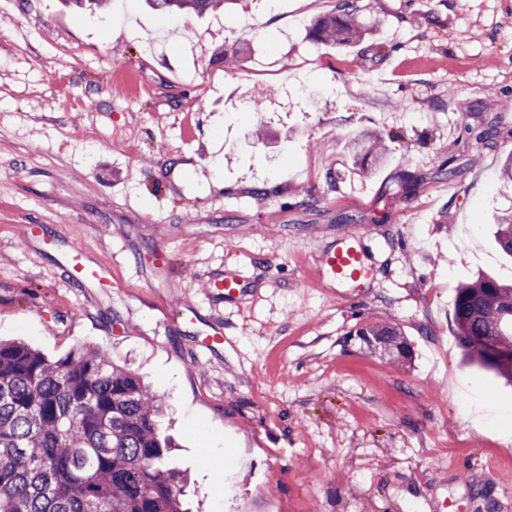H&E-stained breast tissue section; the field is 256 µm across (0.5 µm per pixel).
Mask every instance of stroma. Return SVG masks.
I'll list each match as a JSON object with an SVG mask.
<instances>
[{"label":"stroma","mask_w":512,"mask_h":512,"mask_svg":"<svg viewBox=\"0 0 512 512\" xmlns=\"http://www.w3.org/2000/svg\"><path fill=\"white\" fill-rule=\"evenodd\" d=\"M336 3L0 0V338L51 359L102 344L144 376L190 512H512V384L465 359L452 311L477 272L512 281L493 239L512 210V0H373L375 31L344 48L309 35ZM370 131L388 150L363 171L349 143ZM353 236L373 280L318 278ZM70 242L111 286L69 279ZM228 272L245 293L211 299L204 278ZM389 322L411 361L356 335ZM155 11L169 12L180 10L203 14L208 10H215L221 7L224 0H148Z\"/></svg>","instance_id":"obj_1"}]
</instances>
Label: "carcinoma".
<instances>
[{
  "label": "carcinoma",
  "mask_w": 512,
  "mask_h": 512,
  "mask_svg": "<svg viewBox=\"0 0 512 512\" xmlns=\"http://www.w3.org/2000/svg\"><path fill=\"white\" fill-rule=\"evenodd\" d=\"M148 2L159 12L203 14L224 0ZM338 3L314 22L315 41L347 45L365 36L367 4ZM350 150L365 169L384 155V138L365 134ZM495 242L512 257V212L497 217ZM452 305L467 357L511 379L512 360H490L479 341L498 336L512 352V284L479 275L457 288ZM358 335L371 350L386 345L411 356L393 325H366ZM162 413L150 385L111 362L102 345L49 359L25 343L0 340V512H188L187 479L166 463L174 443L161 433Z\"/></svg>",
  "instance_id": "carcinoma-1"
}]
</instances>
